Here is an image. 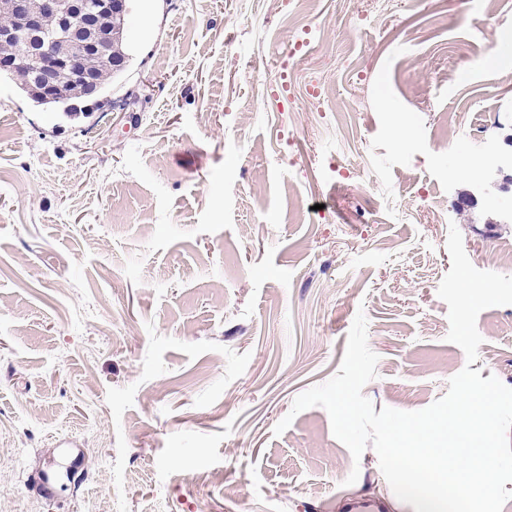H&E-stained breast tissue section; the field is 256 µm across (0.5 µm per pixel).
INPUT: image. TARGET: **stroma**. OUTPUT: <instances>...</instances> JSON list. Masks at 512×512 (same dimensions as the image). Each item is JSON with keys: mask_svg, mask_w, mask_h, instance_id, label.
<instances>
[{"mask_svg": "<svg viewBox=\"0 0 512 512\" xmlns=\"http://www.w3.org/2000/svg\"><path fill=\"white\" fill-rule=\"evenodd\" d=\"M289 2L135 0L127 66L76 120L0 76V512H414L324 408L274 428L360 312L375 409L464 369L438 287L453 225L512 276V223L462 205L460 164L512 147V65L487 73L512 0H304L299 27ZM477 329L512 388V305Z\"/></svg>", "mask_w": 512, "mask_h": 512, "instance_id": "35a3bbf8", "label": "stroma"}]
</instances>
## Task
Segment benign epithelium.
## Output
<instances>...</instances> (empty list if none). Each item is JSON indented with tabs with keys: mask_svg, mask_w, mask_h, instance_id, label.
Instances as JSON below:
<instances>
[{
	"mask_svg": "<svg viewBox=\"0 0 512 512\" xmlns=\"http://www.w3.org/2000/svg\"><path fill=\"white\" fill-rule=\"evenodd\" d=\"M126 0H0V10L8 21L0 25V41H14L36 35L42 30L45 15L53 14L67 29L68 46L58 53L48 47L37 51V63L43 78L41 95L53 100L57 80L62 75L81 80L88 94L97 93L90 75L83 68L86 56L112 50V15L124 11ZM506 163L484 172V182L498 187L499 214H512V176Z\"/></svg>",
	"mask_w": 512,
	"mask_h": 512,
	"instance_id": "obj_1",
	"label": "benign epithelium"
}]
</instances>
